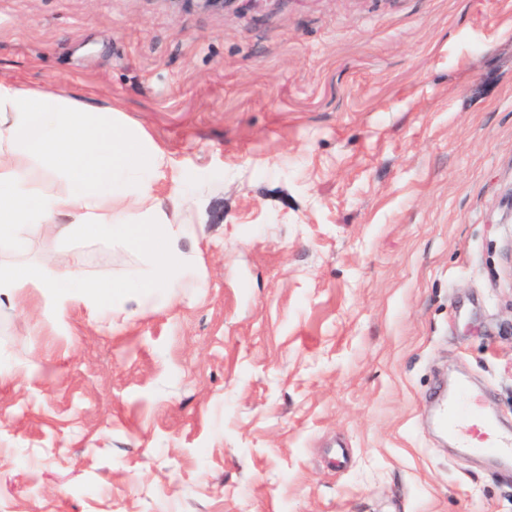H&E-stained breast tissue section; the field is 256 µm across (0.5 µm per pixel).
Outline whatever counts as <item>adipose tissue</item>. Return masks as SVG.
Returning a JSON list of instances; mask_svg holds the SVG:
<instances>
[{
    "mask_svg": "<svg viewBox=\"0 0 512 512\" xmlns=\"http://www.w3.org/2000/svg\"><path fill=\"white\" fill-rule=\"evenodd\" d=\"M37 167L54 189L38 188ZM174 169V159L112 105L0 80V253L15 260L0 272V308L34 295L58 320L74 308L91 320L110 309L131 320L142 296L172 300L197 259L186 247L195 227ZM163 183L164 199L157 194ZM25 224L54 239L77 236L135 252L142 267L134 279L109 284L87 280L76 267L28 262Z\"/></svg>",
    "mask_w": 512,
    "mask_h": 512,
    "instance_id": "adipose-tissue-1",
    "label": "adipose tissue"
}]
</instances>
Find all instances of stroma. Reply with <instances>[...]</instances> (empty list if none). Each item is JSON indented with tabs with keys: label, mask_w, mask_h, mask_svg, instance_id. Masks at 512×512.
<instances>
[{
	"label": "stroma",
	"mask_w": 512,
	"mask_h": 512,
	"mask_svg": "<svg viewBox=\"0 0 512 512\" xmlns=\"http://www.w3.org/2000/svg\"><path fill=\"white\" fill-rule=\"evenodd\" d=\"M0 80L172 155L204 284L0 312V512H512L431 424L454 377L512 425V0H0Z\"/></svg>",
	"instance_id": "1"
}]
</instances>
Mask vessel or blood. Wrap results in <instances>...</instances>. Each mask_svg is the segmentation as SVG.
<instances>
[{"label":"vessel or blood","instance_id":"vessel-or-blood-1","mask_svg":"<svg viewBox=\"0 0 512 512\" xmlns=\"http://www.w3.org/2000/svg\"><path fill=\"white\" fill-rule=\"evenodd\" d=\"M434 422L450 435L458 450L512 462V433L502 429L496 414L481 405L467 381H459L439 402Z\"/></svg>","mask_w":512,"mask_h":512}]
</instances>
